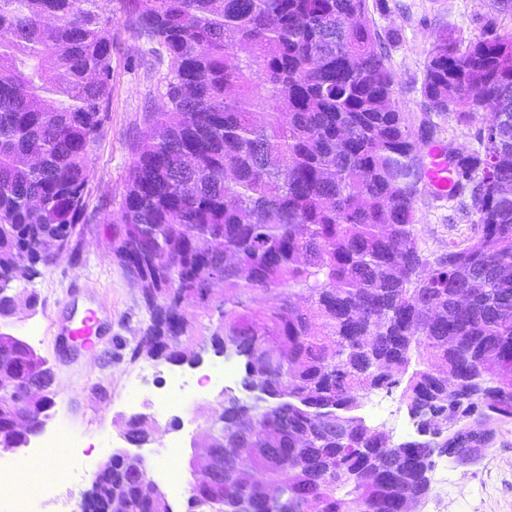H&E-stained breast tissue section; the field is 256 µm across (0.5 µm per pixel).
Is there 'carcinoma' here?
<instances>
[{
    "label": "carcinoma",
    "instance_id": "carcinoma-1",
    "mask_svg": "<svg viewBox=\"0 0 512 512\" xmlns=\"http://www.w3.org/2000/svg\"><path fill=\"white\" fill-rule=\"evenodd\" d=\"M102 0H0V276L55 261L79 235L90 155L110 121L112 16ZM385 0H129L167 58L165 106L145 113L112 256L149 315L134 350L192 359L193 308L224 314L209 340L244 358L224 400V480L199 512H404L431 491L436 436L461 459L512 423V31L487 15L464 43L437 31L409 120L387 42L367 22ZM476 128L446 144L454 191L473 182L474 235L427 254L416 219L437 135L432 115ZM0 359L49 384L18 346ZM402 389L417 438L395 444L361 414ZM127 512H167L139 482Z\"/></svg>",
    "mask_w": 512,
    "mask_h": 512
}]
</instances>
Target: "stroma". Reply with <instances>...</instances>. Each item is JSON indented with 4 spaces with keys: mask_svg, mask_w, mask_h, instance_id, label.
Returning <instances> with one entry per match:
<instances>
[{
    "mask_svg": "<svg viewBox=\"0 0 512 512\" xmlns=\"http://www.w3.org/2000/svg\"><path fill=\"white\" fill-rule=\"evenodd\" d=\"M492 0H388L386 11L370 10L367 21L380 33L395 32L389 47L396 75L397 98L403 112L415 118L422 113L419 92L424 62L439 29H448L466 40L480 30L481 15L490 13ZM116 43L112 51L111 120L91 156L92 199L83 225L79 260L57 258L50 268L30 276H18L13 288L18 296L7 329L29 342L53 367L55 404L49 427L66 426L81 442L86 456L77 459L61 453L52 472H45L25 455H6L0 463L11 466L16 481H33L51 474L55 496L45 499L36 512H74L91 488L95 468L115 449L125 447L124 432L130 416L143 415L157 439L179 436L175 471L182 490L174 494L167 482L159 487L173 512H189L187 486L194 477L190 458L204 449L206 418L222 394L248 399L242 387L244 361L235 358V373L224 384H199L202 370L223 365V358L203 350L200 336L185 342L190 352L201 353V368L178 366L147 355H135L148 314L139 288L129 280L112 257L105 227L126 191L136 143L147 133L146 112L164 102L161 78L167 71L149 54L145 38L132 28L126 0H107ZM425 253L443 249L449 240H462L473 233L476 217L469 199H434L429 186H422L417 203ZM36 295V307L26 299ZM93 308L102 320L94 346L72 340L68 328L78 324L86 309ZM188 381L192 398L171 416H159L153 406L156 391L171 376ZM149 387L136 406L126 398L139 377ZM430 494L411 512H512V424L501 425L492 448L469 466H450L447 482L432 480Z\"/></svg>",
    "mask_w": 512,
    "mask_h": 512,
    "instance_id": "1",
    "label": "stroma"
}]
</instances>
